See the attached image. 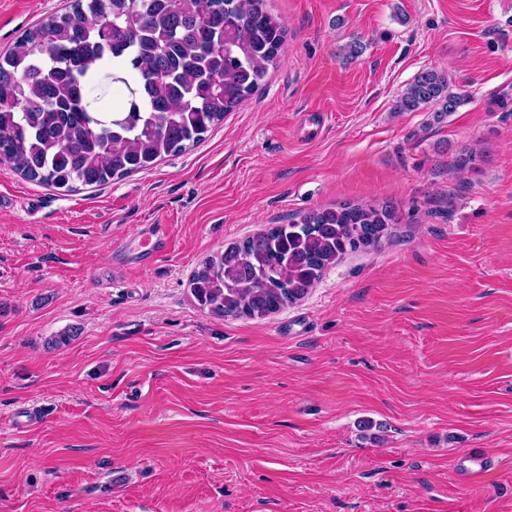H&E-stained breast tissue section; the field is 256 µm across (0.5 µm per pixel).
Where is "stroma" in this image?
<instances>
[{
  "label": "stroma",
  "instance_id": "stroma-1",
  "mask_svg": "<svg viewBox=\"0 0 512 512\" xmlns=\"http://www.w3.org/2000/svg\"><path fill=\"white\" fill-rule=\"evenodd\" d=\"M65 3L0 0V50ZM269 4L279 65L185 152L70 192L0 160V512H512V0ZM427 68L469 96L440 122L395 108ZM349 201L400 222L303 300L191 296L224 246ZM143 224L171 232L148 265ZM471 448L499 466L466 484Z\"/></svg>",
  "mask_w": 512,
  "mask_h": 512
}]
</instances>
